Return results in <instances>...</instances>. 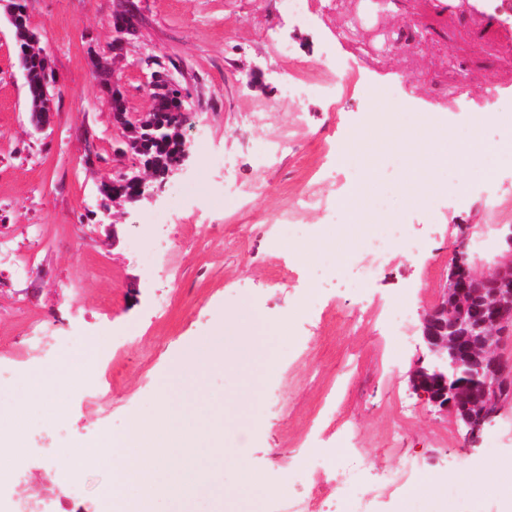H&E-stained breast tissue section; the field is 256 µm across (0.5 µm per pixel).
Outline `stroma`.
Wrapping results in <instances>:
<instances>
[{
    "mask_svg": "<svg viewBox=\"0 0 512 512\" xmlns=\"http://www.w3.org/2000/svg\"><path fill=\"white\" fill-rule=\"evenodd\" d=\"M119 2L33 0L29 27L56 81L42 128L31 122L14 29L0 9V362L21 383L48 363L25 343L33 328L60 337L115 331L97 358L95 393L64 390L35 405L48 419L67 413L59 454L150 413L182 346L246 301L266 322L288 323L269 339L277 365L260 377L262 428L245 450L270 489L242 490L220 449L204 448L192 512H225L229 499L243 512H274L296 494L276 488L294 451L335 466L368 512H499L496 487L512 478V406L470 443L408 386L426 354L420 318L445 284L461 225L473 228L480 274L499 260L496 236L478 201L439 197L416 208L394 188L416 149L413 112L462 124L460 102L478 110L493 95L512 109V23L502 0H335L329 10L312 0L301 25L284 0H134L139 31L111 58L112 73L128 111L143 113L145 59L168 64L194 111L185 128L191 155L155 204L108 206L102 182L134 159L114 156L119 132L90 59L108 56ZM323 77L337 93L303 101L284 93L288 80ZM362 131L370 167L341 157ZM228 178L246 186L243 201L225 199ZM358 186L367 204L389 197L378 221L347 223L341 204ZM304 195L318 205L298 207ZM159 213L167 222L153 225ZM393 221L411 225L417 251H393L359 282L362 236ZM291 224L303 232H288ZM159 234L175 271L162 282L146 276ZM310 240L318 248L306 260L298 248ZM329 260L338 263L332 279L321 275ZM396 303L409 318L403 330L386 314ZM410 460L419 466L411 482L382 492L380 475ZM465 460L492 465L481 494L457 474ZM112 479L107 463L87 468L74 508L101 496L107 512H120L140 497L133 485L109 496ZM56 488L33 459L25 485H0V512L14 495L45 498Z\"/></svg>",
    "mask_w": 512,
    "mask_h": 512,
    "instance_id": "stroma-1",
    "label": "stroma"
}]
</instances>
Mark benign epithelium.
I'll list each match as a JSON object with an SVG mask.
<instances>
[{"instance_id":"obj_1","label":"benign epithelium","mask_w":512,"mask_h":512,"mask_svg":"<svg viewBox=\"0 0 512 512\" xmlns=\"http://www.w3.org/2000/svg\"><path fill=\"white\" fill-rule=\"evenodd\" d=\"M121 183L132 182L135 199L153 202L163 185L143 175L129 176L123 172L113 178ZM471 230L460 226L458 245L452 253L448 267V282L438 302L421 317L419 333L427 350V362L419 363L410 373L411 389L428 404L441 412L451 413L463 426L465 439L476 441L484 428L499 417L512 403V363L501 353L504 341L512 336V293L495 299L483 306L484 316L476 322H467L465 328L479 337L480 347L467 346L455 351L460 358L458 365L478 371L484 385L474 391L448 390L447 377L441 369L448 363L443 352L448 346V294H455L465 301L466 287L478 278L473 271L468 252ZM495 289H512V263L499 267L494 276L487 278Z\"/></svg>"}]
</instances>
